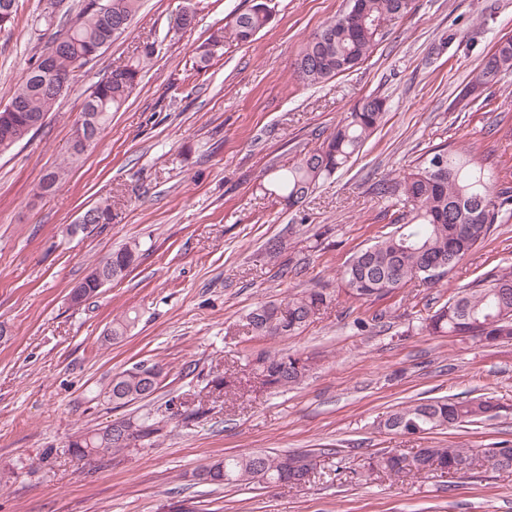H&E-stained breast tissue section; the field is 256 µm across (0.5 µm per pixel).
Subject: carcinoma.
I'll return each instance as SVG.
<instances>
[{"label": "carcinoma", "instance_id": "cac0c4a2", "mask_svg": "<svg viewBox=\"0 0 512 512\" xmlns=\"http://www.w3.org/2000/svg\"><path fill=\"white\" fill-rule=\"evenodd\" d=\"M95 0H82L76 22L62 37L63 45L51 66L58 73L73 72L97 57L112 42V26L132 22L140 0H109L112 15L104 18L93 8ZM415 0H346L335 19L312 33L296 61V74L307 85L325 82L351 72L368 61L387 35L385 26L402 20L414 10ZM272 11L265 0H254L246 10L233 14L224 26L214 30L198 53L200 68L224 48L228 38L249 44L271 21ZM160 51L155 41L146 42L138 55L112 69V82L96 86L83 112L91 115L103 130L112 113L127 102L141 79L143 64ZM512 75V38L495 44L479 68L473 71L467 96L476 102L482 93ZM61 93L44 83L31 70L14 89L10 101L0 108V126L10 127V139L0 137V154L21 143L57 103ZM386 101L377 95L357 101L334 130L314 149L300 154L290 166L280 170L272 190L288 207L303 202L326 180L344 169L359 155L379 128ZM379 194L408 209L410 219L359 250L340 272L345 292L356 300L387 295L409 282L437 281L462 259L483 244L494 224L512 216V187L499 173L477 164L467 153L434 148L397 179L378 187ZM89 223L76 224L73 231L87 232L112 221L109 204L87 210ZM138 260V244L129 242L97 265L112 267V279L124 277ZM99 294L95 272H90L71 290V302L80 306ZM331 301L324 290L310 289L277 301L263 303L246 316V326L257 336H294ZM425 328L434 336H483L488 342L512 341V270L500 269L460 289L448 302L427 318ZM251 370L270 389L301 384L311 370L310 360L298 354L259 352L249 360ZM162 370L156 363L139 362L116 373L104 389V397L115 407L150 398L158 389ZM494 401L478 396L469 399L428 398L409 402L386 418V429L394 434L415 436L441 433L469 424L493 420ZM160 431L159 422L148 416L126 419L77 436L70 443L78 458L106 455L130 447L133 433L138 441H148ZM482 457L498 468L512 469V447L503 448H421L411 456L384 451L368 459L364 476L387 472L394 475L422 474L437 467L454 471L466 458ZM288 452H258L228 455L205 466L198 479L215 486L252 484L297 485L307 470H290Z\"/></svg>", "mask_w": 512, "mask_h": 512}]
</instances>
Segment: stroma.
Returning <instances> with one entry per match:
<instances>
[{"label":"stroma","instance_id":"stroma-1","mask_svg":"<svg viewBox=\"0 0 512 512\" xmlns=\"http://www.w3.org/2000/svg\"><path fill=\"white\" fill-rule=\"evenodd\" d=\"M183 3L143 0L129 29L73 73L42 128L0 156V512H164L181 500L199 512H512V470L483 460L462 474L349 476L383 450L512 445V342L487 346L422 328L460 286L512 267V223L434 285L355 301L339 280L400 215L379 183L428 150L471 151L512 183V76L476 111L462 113L456 101L493 45L512 36V0H416L367 62L312 87L294 61L344 0H270L271 22L255 41H225L199 71V46L252 0H195L196 25L175 33L169 22ZM78 4L65 0L48 28L35 22L41 0H19L0 29L1 106ZM452 31L459 43L442 45ZM154 40L160 52L128 102L41 194L96 84ZM370 94L389 108L362 152L287 208L272 193L278 169ZM104 202L111 223L72 233ZM276 238L284 250L274 262L265 246ZM130 241L139 245L134 268L72 306L74 285ZM306 288L326 289L333 301L299 335L248 333L250 310ZM133 312L127 334L106 342L113 322ZM260 351H296L313 368L295 388L269 389L248 364ZM140 361L162 366L157 391L113 408L102 389ZM218 377L230 383L220 398L206 390ZM479 395L503 406L501 416L420 436L379 426L422 397ZM145 413L163 420L150 443L72 456L75 436ZM273 449L314 455L309 482L216 489L194 480L211 460Z\"/></svg>","mask_w":512,"mask_h":512}]
</instances>
